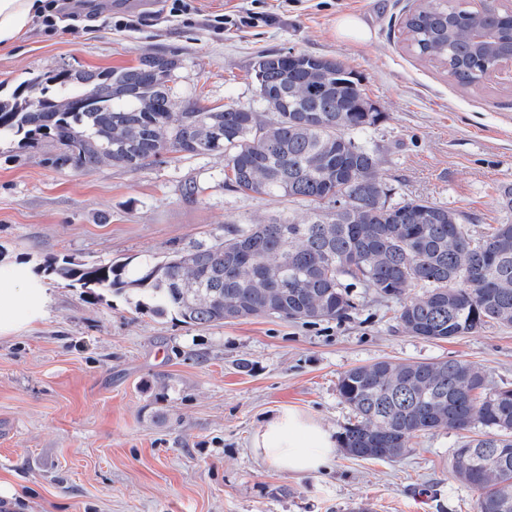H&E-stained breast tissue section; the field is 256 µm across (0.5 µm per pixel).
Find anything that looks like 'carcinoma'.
I'll list each match as a JSON object with an SVG mask.
<instances>
[{"label": "carcinoma", "instance_id": "cac0c4a2", "mask_svg": "<svg viewBox=\"0 0 512 512\" xmlns=\"http://www.w3.org/2000/svg\"><path fill=\"white\" fill-rule=\"evenodd\" d=\"M402 25L409 49L463 88L512 59V6L503 0H424ZM254 65L262 112L176 104L170 82L180 62L157 54L133 66L57 69L0 97V140L54 143L42 158L51 169L137 172L170 154H222L236 191L309 206L300 219L231 224L137 269L51 257L34 272L89 300L99 290L131 291L136 308L193 326L263 315L342 319L354 307L343 284L351 280L399 300L397 325L409 336L450 341L511 327L512 221L475 237L445 206L388 203L377 151L357 139L381 113L343 62L286 50ZM415 286L425 293L409 295ZM338 390L354 412L340 441L355 458L395 463L422 433L481 429L453 450L454 476L480 492L477 512H512V388L491 387L479 368L446 359L356 366Z\"/></svg>", "mask_w": 512, "mask_h": 512}]
</instances>
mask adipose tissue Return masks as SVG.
I'll return each instance as SVG.
<instances>
[{
  "label": "adipose tissue",
  "mask_w": 512,
  "mask_h": 512,
  "mask_svg": "<svg viewBox=\"0 0 512 512\" xmlns=\"http://www.w3.org/2000/svg\"><path fill=\"white\" fill-rule=\"evenodd\" d=\"M38 0H0V46L17 42L26 32ZM25 273L0 282V334L40 318L47 304L44 289L25 288ZM252 454L296 477L329 471L336 456V435L313 415L282 407L263 417L251 438Z\"/></svg>",
  "instance_id": "1"
}]
</instances>
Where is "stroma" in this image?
I'll list each match as a JSON object with an SVG mask.
<instances>
[{
  "label": "stroma",
  "instance_id": "stroma-1",
  "mask_svg": "<svg viewBox=\"0 0 512 512\" xmlns=\"http://www.w3.org/2000/svg\"><path fill=\"white\" fill-rule=\"evenodd\" d=\"M175 15L162 0H67L51 24L34 17L0 47V94L61 67L131 66L179 59L174 92L212 108L261 110L255 57L286 49L336 58L362 83L381 118L365 140L379 149L390 203L423 198L461 214L471 230L501 223L499 190L512 183V68L475 90L406 47L401 20L417 0H193ZM270 10L276 21L208 27L217 15ZM370 38L336 35L342 15ZM133 20L130 28L113 20ZM43 148L0 143V274L29 270L45 290L43 317L0 335V512H476L478 494L451 475L459 432L413 438L401 462L355 460L337 450L330 472L295 478L256 459L250 440L282 406L335 433L352 417L341 375L380 359L470 362L490 386L512 387V327L450 342L403 333L397 300L353 291L341 320L274 316L188 326L136 309V297L85 299L34 274L49 257L87 263L158 262L225 225L303 216L304 206L244 195L224 182V157L174 156L138 172L117 166L56 171ZM200 192L189 196L185 184ZM247 369H240V362ZM150 390H143V383ZM285 486L289 495H277Z\"/></svg>",
  "mask_w": 512,
  "mask_h": 512
}]
</instances>
